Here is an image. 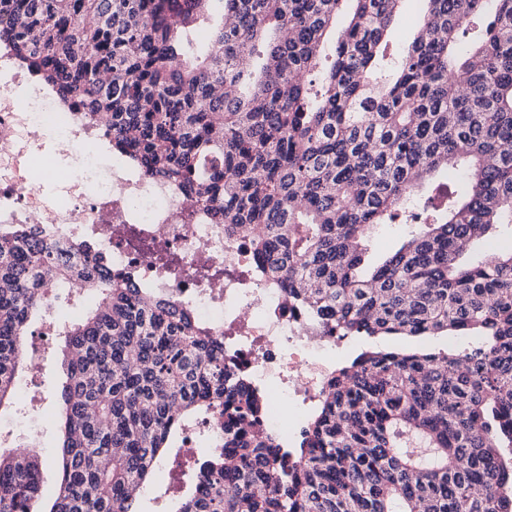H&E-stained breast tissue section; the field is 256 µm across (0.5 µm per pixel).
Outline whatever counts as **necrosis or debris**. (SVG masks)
I'll return each instance as SVG.
<instances>
[{
    "mask_svg": "<svg viewBox=\"0 0 512 512\" xmlns=\"http://www.w3.org/2000/svg\"><path fill=\"white\" fill-rule=\"evenodd\" d=\"M35 75L0 52V224L44 223L63 244L103 252L113 271L185 303L220 334L224 361L267 395V427L293 435L318 401L342 339L263 273L248 239L205 212L187 214L179 189L118 166L112 141ZM53 174L45 192L32 174Z\"/></svg>",
    "mask_w": 512,
    "mask_h": 512,
    "instance_id": "necrosis-or-debris-1",
    "label": "necrosis or debris"
}]
</instances>
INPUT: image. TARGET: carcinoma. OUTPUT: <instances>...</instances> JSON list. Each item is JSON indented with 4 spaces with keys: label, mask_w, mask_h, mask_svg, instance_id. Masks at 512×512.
<instances>
[{
    "label": "carcinoma",
    "mask_w": 512,
    "mask_h": 512,
    "mask_svg": "<svg viewBox=\"0 0 512 512\" xmlns=\"http://www.w3.org/2000/svg\"><path fill=\"white\" fill-rule=\"evenodd\" d=\"M0 0V43L112 150L252 242L264 272L351 336H477L366 350L336 368L301 439L224 363V339L155 289L77 261L37 224L0 226V410L32 315L61 287L96 309L58 327L61 477L49 512H139L133 492L192 415L222 438L178 512H512V0ZM344 28L320 72L330 30ZM408 239L364 264L378 224ZM41 461L0 450V512H35ZM420 4L411 0L401 13L390 30L389 40L394 49L400 51L416 32V21L419 19Z\"/></svg>",
    "instance_id": "carcinoma-1"
}]
</instances>
